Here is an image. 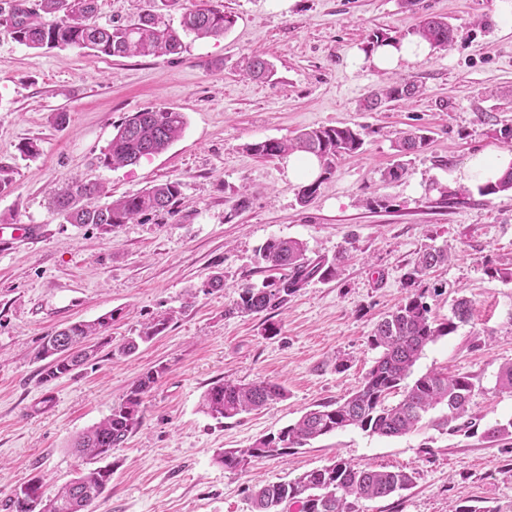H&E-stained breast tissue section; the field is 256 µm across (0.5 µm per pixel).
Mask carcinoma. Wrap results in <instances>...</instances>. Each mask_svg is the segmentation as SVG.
I'll return each mask as SVG.
<instances>
[{
    "mask_svg": "<svg viewBox=\"0 0 512 512\" xmlns=\"http://www.w3.org/2000/svg\"><path fill=\"white\" fill-rule=\"evenodd\" d=\"M98 0H40L39 10H27L19 4L0 7V26L11 30L13 38L29 48L73 47L92 50L112 57L161 56L178 53L182 35L197 38L223 35L234 23L224 11L207 4L187 8L182 13L180 28L161 23L152 13L118 25L97 23ZM409 35L421 38L433 47H446L457 36V29L441 17H426ZM269 72L268 62L258 54L248 58L245 73L260 78ZM420 87L413 81H396L364 99L367 111L380 108L388 101L407 100L418 96ZM184 113L172 108H146L127 116L103 152L106 165L126 166L159 154L183 134ZM362 133L349 126L307 129L292 138L267 139L253 143L248 149L262 158L288 153L315 155L321 174L299 191L300 203L310 202L321 183L336 169V160L362 148ZM428 136L417 130L400 137L397 151L401 155L422 152ZM489 196L512 190V171L497 183L479 187ZM104 194V189L72 181L52 193L51 204L68 224H93L104 233L134 221L146 212L173 207L180 196V183L168 181L143 191L117 198L104 206L91 198ZM262 259L283 271L257 287H240L238 299L227 310L229 314H259L286 307L289 298L311 278L336 279L343 257L309 263L303 243L292 239H272L261 249ZM448 249H426L416 256L409 285L416 284L434 267L448 262ZM421 292L410 293L395 310L376 324L371 345L380 350L379 357L366 373L360 388L334 405H323L305 412L300 419L277 434L264 436L247 448H228L221 462L231 470L245 469L252 462L285 455L288 450L303 448L311 441L349 426L359 427L383 437H398L417 429L424 414L438 405L448 408L443 424L448 426L467 413L475 385L465 375L426 373L413 383L402 385L424 349L439 337L453 333L457 324L466 323L472 315L468 299L454 300L448 322L434 324ZM172 320L164 313L144 324L135 338L118 347V353L129 355L141 342L162 333ZM109 318L78 322L43 337L37 358L56 356L46 373L50 379L83 367L96 359L100 347L110 343L103 336ZM162 369L143 374L125 398L113 406L110 414L83 431L73 442L74 451L82 458L103 460L113 448L124 442L141 423L143 397L157 382ZM404 387L402 399L386 404L391 393ZM286 397L284 387L269 380L249 384L217 381L204 393L202 406L214 419H231L258 410L272 401ZM112 480V467L106 465L81 473L70 483L46 494L44 484L33 479L10 499L11 512H93V505ZM414 477L403 470L357 467L343 459L311 470L293 482L265 484L251 493L255 512H281L284 504L297 505L298 512H357L358 503L388 497L412 486Z\"/></svg>",
    "mask_w": 512,
    "mask_h": 512,
    "instance_id": "cac0c4a2",
    "label": "carcinoma"
}]
</instances>
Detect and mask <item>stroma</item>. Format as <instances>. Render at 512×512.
Masks as SVG:
<instances>
[{
    "label": "stroma",
    "mask_w": 512,
    "mask_h": 512,
    "mask_svg": "<svg viewBox=\"0 0 512 512\" xmlns=\"http://www.w3.org/2000/svg\"><path fill=\"white\" fill-rule=\"evenodd\" d=\"M191 2L98 0L97 21L151 11L175 27ZM210 2L233 18L231 28L186 36L180 53L160 57L32 49L0 27V225L41 227L0 250V512L32 479L51 492L90 469L72 451L74 438L157 368L140 426L108 458L112 482L94 512H253L254 485L287 482L336 458L416 477L408 490L360 503V512H449L456 504L512 512V437L486 436L512 419V392L497 382L512 362V281L491 275L512 270V191L484 196L454 177L471 154L508 146L512 28L500 24L495 0H420L413 10L404 0H288L284 9L273 0ZM427 15L445 17L457 39L392 71L354 67L353 50L373 35L402 37ZM254 52L268 60V78L243 74ZM403 80L421 94L361 109L370 92ZM151 107L183 112L182 136L134 165L101 162L116 126ZM320 126L357 128L364 145L342 156L303 205L286 157L261 158L249 146ZM414 129L428 145L398 158L397 138ZM25 141L36 155L20 154ZM397 162L404 175L384 180ZM74 178L116 198L176 181L181 196L172 210L104 234L65 223L50 206V191ZM243 195L247 207L236 208ZM273 238L303 242L312 262L345 254L341 275L310 279L281 313L227 315L241 285L278 277L258 254ZM444 246L452 259L419 285L430 316L447 322L464 296L472 317L429 344L412 374L472 377L462 427L443 426L439 407L400 437L347 427L246 470L225 469L224 449L248 447L360 387L379 355L373 328L409 294L417 253ZM216 275L223 288L205 291ZM164 312L173 316L167 330L135 353L105 347L91 364L44 379L49 362L36 353L48 333L108 315L105 333L118 344ZM271 323L279 335L266 336ZM222 379L271 380L287 396L217 420L201 399Z\"/></svg>",
    "instance_id": "35a3bbf8"
}]
</instances>
